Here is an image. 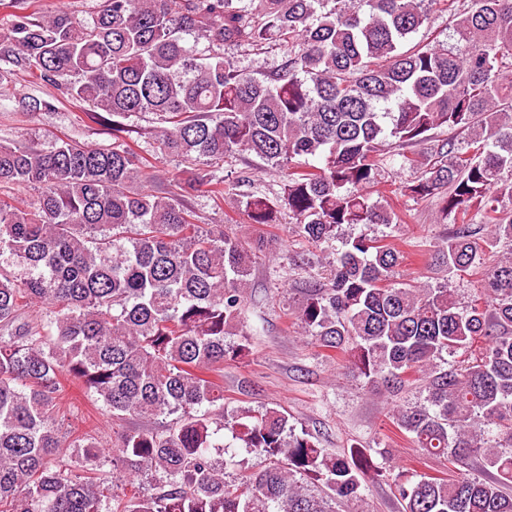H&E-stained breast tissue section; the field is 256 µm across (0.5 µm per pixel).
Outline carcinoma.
Segmentation results:
<instances>
[{
    "label": "carcinoma",
    "mask_w": 512,
    "mask_h": 512,
    "mask_svg": "<svg viewBox=\"0 0 512 512\" xmlns=\"http://www.w3.org/2000/svg\"><path fill=\"white\" fill-rule=\"evenodd\" d=\"M460 2L102 0L87 20L0 0V62L112 134L0 140V185L37 191L0 201V512L357 510L370 449L320 448L276 406L224 408V362L251 352L243 312L272 244L195 223L186 198L202 190L251 224L286 211L305 241H341L302 287L301 333L376 390H418L391 422L421 456H479L483 477L396 474L401 512H512V0ZM436 8L452 14L447 47L413 41ZM271 43L284 55L270 71L224 55ZM136 113L186 163L164 190L139 187L151 165L121 122ZM240 152L283 174L279 195L218 175ZM395 156L420 174L391 193L453 218L441 264L483 272L466 304L446 283L395 282L393 244L344 236L403 223L371 193ZM67 381L114 421L158 424L119 428L108 452L74 434Z\"/></svg>",
    "instance_id": "obj_1"
}]
</instances>
